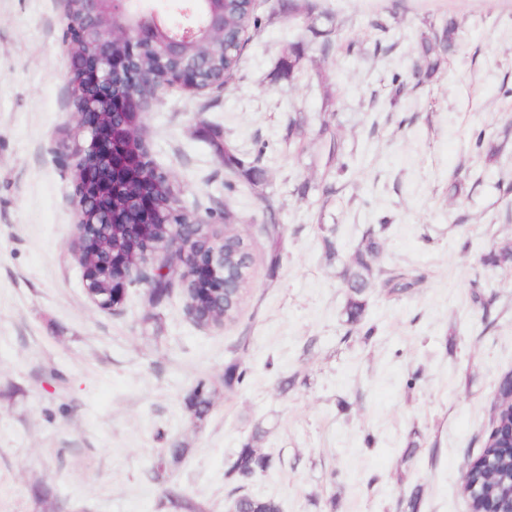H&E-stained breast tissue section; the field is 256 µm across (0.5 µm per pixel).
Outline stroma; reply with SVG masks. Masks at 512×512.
I'll return each mask as SVG.
<instances>
[{
	"label": "stroma",
	"instance_id": "35a3bbf8",
	"mask_svg": "<svg viewBox=\"0 0 512 512\" xmlns=\"http://www.w3.org/2000/svg\"><path fill=\"white\" fill-rule=\"evenodd\" d=\"M292 1L313 4L307 23L289 18ZM66 12V0H0V512H51L35 502L39 484L84 512H171V482L227 512L240 485L229 466L252 438L275 466L246 487L282 512H469L463 474L512 372V275L480 260L512 243V195L499 190L512 184V0H256L261 28L227 86L157 91L145 120L153 164L215 232L232 215L252 257L238 313L219 326L190 319L177 287L153 307L131 282L114 312L85 294L59 146L73 111ZM451 20L454 52L432 78L415 75L421 33ZM300 39L301 73L275 80ZM300 117L299 153L288 123ZM326 123L344 143L341 174L325 166ZM216 135L261 168L255 181L224 167ZM480 138L498 146L494 161ZM382 223L376 267L423 279L399 296L375 288L352 329L340 272ZM232 361L245 382L191 421L189 388ZM174 443L188 455L155 478L154 458Z\"/></svg>",
	"mask_w": 512,
	"mask_h": 512
}]
</instances>
